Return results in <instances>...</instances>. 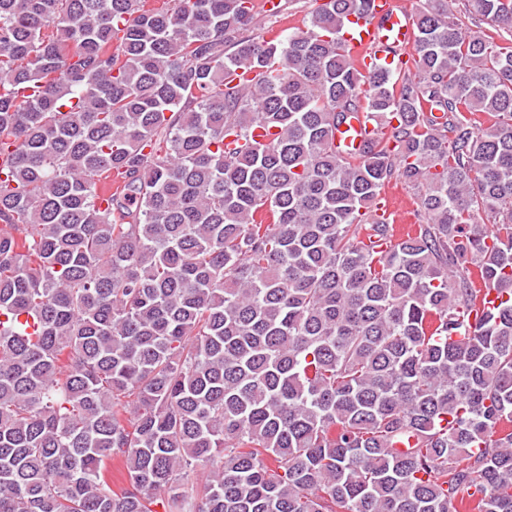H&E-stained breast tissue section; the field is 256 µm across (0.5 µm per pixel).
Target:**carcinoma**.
Instances as JSON below:
<instances>
[{
	"label": "carcinoma",
	"instance_id": "1",
	"mask_svg": "<svg viewBox=\"0 0 512 512\" xmlns=\"http://www.w3.org/2000/svg\"><path fill=\"white\" fill-rule=\"evenodd\" d=\"M146 2L0 0V512H512V44ZM399 1L412 12L415 0H373L369 17L352 19L344 40L359 68L385 63L400 75L412 71L411 14ZM342 132L347 135L344 138V144L352 149L348 153L357 151L365 141L375 139L376 129L374 125L367 122L363 112L352 115L349 124L342 127ZM384 191L391 193L397 203V215L399 223L395 224H414V210L416 208L413 202V194L410 189L401 183H390Z\"/></svg>",
	"mask_w": 512,
	"mask_h": 512
}]
</instances>
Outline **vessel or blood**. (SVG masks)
Returning <instances> with one entry per match:
<instances>
[{
    "label": "vessel or blood",
    "mask_w": 512,
    "mask_h": 512,
    "mask_svg": "<svg viewBox=\"0 0 512 512\" xmlns=\"http://www.w3.org/2000/svg\"><path fill=\"white\" fill-rule=\"evenodd\" d=\"M344 40L359 68L383 63L402 75L412 70L411 14L400 0H372L370 16L354 20ZM343 131L345 145L353 150L374 140L376 134L374 125L360 112L352 115Z\"/></svg>",
    "instance_id": "obj_1"
}]
</instances>
